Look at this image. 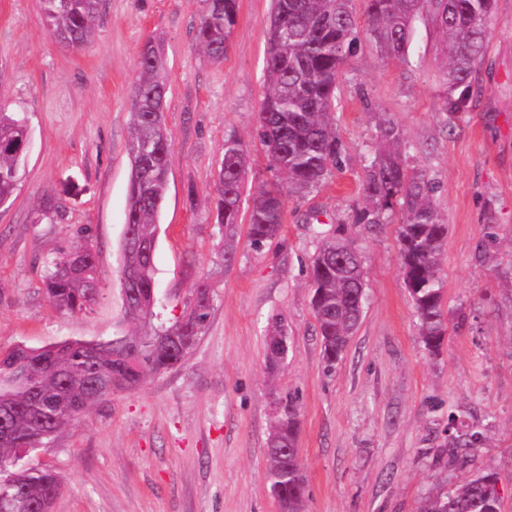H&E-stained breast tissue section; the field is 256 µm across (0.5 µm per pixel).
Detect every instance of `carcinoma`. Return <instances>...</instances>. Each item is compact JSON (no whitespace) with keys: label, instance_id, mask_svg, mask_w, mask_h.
<instances>
[{"label":"carcinoma","instance_id":"carcinoma-1","mask_svg":"<svg viewBox=\"0 0 512 512\" xmlns=\"http://www.w3.org/2000/svg\"><path fill=\"white\" fill-rule=\"evenodd\" d=\"M100 0H39L50 34L83 48L93 34ZM370 35L387 57L400 59L412 22L421 12L434 15L443 37L449 111L467 107L477 65L487 43L496 0H365ZM238 0H205L196 47L221 63L236 25ZM358 27L351 0H275L268 28L267 90L258 111V136L271 158L273 179L243 207L247 146L235 133L224 135V152L214 171L215 221L222 227V265L234 261L242 213H248L247 239L259 253L277 238L286 198L325 182L342 163L343 148L332 118L336 83L353 53ZM165 62L144 47L132 87L130 178L126 233L119 276L126 327L110 338L63 337L42 347L20 343L0 351V512H52L60 480L50 469L30 465L31 452L46 446L114 391H133L152 374L181 363L195 346L211 307L209 285L199 283L182 317L161 319L155 251L158 219L168 189L174 143L165 109ZM25 122L0 110V206L13 195L28 150ZM379 146L362 182L360 224H379L399 206L397 241L404 282L419 319V337L435 354L448 332L442 308L440 255L448 225L434 205L426 174L410 172L397 150L399 124L378 126ZM81 251L78 267L73 255ZM101 275L91 230L79 229L70 246L45 265L42 288L51 306L71 315L96 302ZM311 307L323 359L336 365L363 316L366 289L361 256L343 235L330 234L310 264ZM265 361L274 371L288 355V330L279 320L264 340ZM267 441L266 477L281 512H304L305 480L297 447L300 406L296 398L276 399ZM442 447L451 462L464 465L468 450L484 445V430L462 415L448 413ZM498 473L487 468L447 491L428 492L418 512H502Z\"/></svg>","mask_w":512,"mask_h":512}]
</instances>
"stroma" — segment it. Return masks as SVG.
Returning a JSON list of instances; mask_svg holds the SVG:
<instances>
[{
	"label": "stroma",
	"mask_w": 512,
	"mask_h": 512,
	"mask_svg": "<svg viewBox=\"0 0 512 512\" xmlns=\"http://www.w3.org/2000/svg\"><path fill=\"white\" fill-rule=\"evenodd\" d=\"M204 0H101L91 42L73 49L44 25L38 0H0V109L25 119L31 148L16 191L0 206V350L63 336H109L123 324V261L130 160V92L143 45L166 60V120L174 141L155 254L158 295L178 318L194 288L213 305L184 361L113 393L80 416L33 462L54 469L53 512H280L265 475L276 393L301 406L298 446L306 512H417L446 481L493 467L512 512V0H497L466 109L445 110L442 36L430 13L412 23L403 59L362 35L336 90L345 164L303 196L288 197L279 238L254 253L240 239L219 258L209 186L237 133L250 158L246 193L270 178L257 113L265 93L266 27L273 0H239L227 56L195 46ZM401 127L408 169L429 175L448 224L440 264L448 334L439 355L420 342L404 283L398 215L357 221L363 169L378 113ZM496 225L493 259L484 228ZM90 227L103 281L87 312L47 301L43 260ZM349 237L364 260L363 318L327 368L310 306L308 267L325 234ZM288 327L287 359L268 373L264 336ZM490 424L488 447L451 469L441 448L449 413Z\"/></svg>",
	"instance_id": "35a3bbf8"
}]
</instances>
